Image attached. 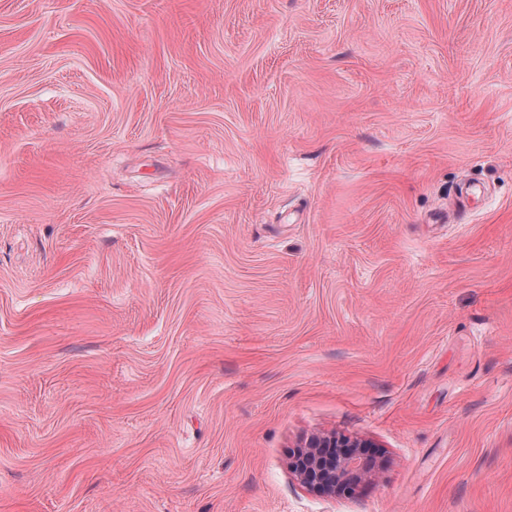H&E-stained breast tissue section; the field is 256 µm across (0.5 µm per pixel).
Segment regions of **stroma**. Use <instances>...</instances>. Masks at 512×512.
I'll return each mask as SVG.
<instances>
[{
    "label": "stroma",
    "mask_w": 512,
    "mask_h": 512,
    "mask_svg": "<svg viewBox=\"0 0 512 512\" xmlns=\"http://www.w3.org/2000/svg\"><path fill=\"white\" fill-rule=\"evenodd\" d=\"M0 512H512V0H0ZM363 445L336 436L312 437L293 455L291 471L308 487L333 496L349 495L375 469L360 450L367 447Z\"/></svg>",
    "instance_id": "1"
}]
</instances>
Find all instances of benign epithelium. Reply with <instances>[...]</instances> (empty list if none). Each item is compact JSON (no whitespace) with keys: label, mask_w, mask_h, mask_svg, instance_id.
I'll return each instance as SVG.
<instances>
[{"label":"benign epithelium","mask_w":512,"mask_h":512,"mask_svg":"<svg viewBox=\"0 0 512 512\" xmlns=\"http://www.w3.org/2000/svg\"><path fill=\"white\" fill-rule=\"evenodd\" d=\"M361 448L342 437H313L293 455L291 471L308 487L333 496L349 495L375 469Z\"/></svg>","instance_id":"obj_1"}]
</instances>
